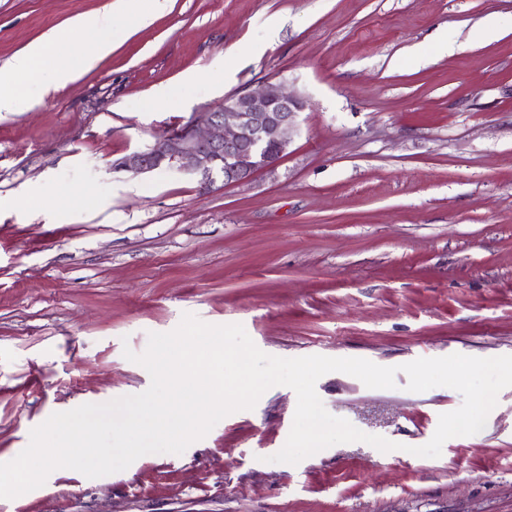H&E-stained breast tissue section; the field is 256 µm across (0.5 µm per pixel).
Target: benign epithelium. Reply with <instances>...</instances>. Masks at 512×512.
<instances>
[{
	"mask_svg": "<svg viewBox=\"0 0 512 512\" xmlns=\"http://www.w3.org/2000/svg\"><path fill=\"white\" fill-rule=\"evenodd\" d=\"M303 109L299 95L268 82L224 99L215 109L194 113L159 145L123 156L113 169L133 174L176 169L199 176L204 189L218 177L226 185L243 183L287 154L299 134Z\"/></svg>",
	"mask_w": 512,
	"mask_h": 512,
	"instance_id": "7a95c632",
	"label": "benign epithelium"
}]
</instances>
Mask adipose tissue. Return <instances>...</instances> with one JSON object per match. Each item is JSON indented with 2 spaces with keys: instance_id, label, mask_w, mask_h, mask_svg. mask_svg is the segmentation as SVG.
<instances>
[{
  "instance_id": "adipose-tissue-1",
  "label": "adipose tissue",
  "mask_w": 512,
  "mask_h": 512,
  "mask_svg": "<svg viewBox=\"0 0 512 512\" xmlns=\"http://www.w3.org/2000/svg\"><path fill=\"white\" fill-rule=\"evenodd\" d=\"M167 6L168 0H114L107 9L80 15L74 22L73 31L81 37L77 49L83 69L95 68L121 39L163 13Z\"/></svg>"
}]
</instances>
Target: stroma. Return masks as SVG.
<instances>
[{
    "label": "stroma",
    "instance_id": "35a3bbf8",
    "mask_svg": "<svg viewBox=\"0 0 512 512\" xmlns=\"http://www.w3.org/2000/svg\"><path fill=\"white\" fill-rule=\"evenodd\" d=\"M109 2L0 0V65L49 38L79 67L71 23ZM491 17L502 30L482 38ZM48 80L36 64L14 82L23 110L0 114V456L53 413L147 390L123 350L185 313L282 358L512 355V0H170L77 81ZM266 81L307 101L274 170L207 191L174 169L113 170ZM61 195L80 207L51 214ZM407 382L316 383L393 451L272 462L297 403L275 386L182 454L58 469L0 512H512V387L483 430L426 458L411 447L462 397Z\"/></svg>",
    "mask_w": 512,
    "mask_h": 512
}]
</instances>
